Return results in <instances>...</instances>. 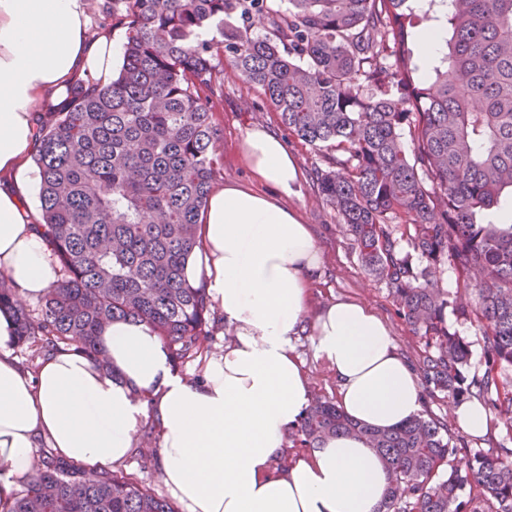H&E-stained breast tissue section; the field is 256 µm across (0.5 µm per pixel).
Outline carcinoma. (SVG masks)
Segmentation results:
<instances>
[{
    "label": "carcinoma",
    "instance_id": "obj_1",
    "mask_svg": "<svg viewBox=\"0 0 512 512\" xmlns=\"http://www.w3.org/2000/svg\"><path fill=\"white\" fill-rule=\"evenodd\" d=\"M126 27L112 83L79 82L40 116L37 230L58 283L31 308L0 275V312L15 345L49 356L72 343L105 363L99 328L152 327L175 364L209 336L205 288L184 276L218 169L212 98L224 57L263 92L283 125L324 148L319 193L367 273L424 340L419 369L435 397L494 401L512 414V225L480 215L512 194V0H89ZM441 23L445 48L423 71L415 39ZM265 30L262 35L253 25ZM203 30L213 37L202 40ZM412 149H407L404 139ZM405 218L396 224L394 219ZM449 264L459 287L434 286ZM476 322L486 369L465 373L468 342L447 314ZM364 439L388 464L379 512H512V448L457 457L448 422L420 415L395 428L350 419L319 400L288 431L293 446ZM8 512H177L131 474L86 469L41 449Z\"/></svg>",
    "mask_w": 512,
    "mask_h": 512
}]
</instances>
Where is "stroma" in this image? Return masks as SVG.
Masks as SVG:
<instances>
[{
	"instance_id": "35a3bbf8",
	"label": "stroma",
	"mask_w": 512,
	"mask_h": 512,
	"mask_svg": "<svg viewBox=\"0 0 512 512\" xmlns=\"http://www.w3.org/2000/svg\"><path fill=\"white\" fill-rule=\"evenodd\" d=\"M211 113L221 138L217 185L253 186L254 180L239 151L241 134L248 126L259 125L278 136L296 162L302 175L301 188L297 196L288 198L287 205L301 216L304 223L309 224L322 254V263L312 277V288L306 303L307 320H314L324 307L336 299L362 301L386 322L399 354L410 365H417L424 348L423 342L399 318L387 288L364 271L352 242L342 232L335 210L317 191L313 172L315 167L322 164L321 152L291 135L264 95L250 87L232 65L224 67V94L212 99ZM292 345L309 377L313 397L337 401L336 378L316 358L311 329H304L295 336ZM158 439L157 422L155 418H148L136 435L137 453L130 455L119 469L136 476L163 496L167 490L158 468L145 465L139 454L141 447L157 446Z\"/></svg>"
}]
</instances>
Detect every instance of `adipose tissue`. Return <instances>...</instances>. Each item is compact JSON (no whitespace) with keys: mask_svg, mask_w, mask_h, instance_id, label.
Returning a JSON list of instances; mask_svg holds the SVG:
<instances>
[{"mask_svg":"<svg viewBox=\"0 0 512 512\" xmlns=\"http://www.w3.org/2000/svg\"><path fill=\"white\" fill-rule=\"evenodd\" d=\"M117 55L111 34L88 37L85 0H0V172L13 177L0 187V273L21 297L40 299L58 280L24 198L31 107L64 102L80 77L110 82ZM240 152L257 185L210 194L185 264L186 279L204 286L233 333L205 357L201 380L174 367L148 325L129 320L100 330L107 366L66 346L29 372L11 353L13 322L0 313V512L16 478L33 473L38 442L79 465L116 466L151 415L159 422L151 460L184 512H378L385 463L356 437L328 438L309 457L276 466L289 428L312 403L290 344L307 325L321 254L308 225L283 204L301 187L284 144L254 126ZM310 325L346 415L393 428L419 414L418 377L366 304L336 301Z\"/></svg>","mask_w":512,"mask_h":512,"instance_id":"obj_1","label":"adipose tissue"}]
</instances>
